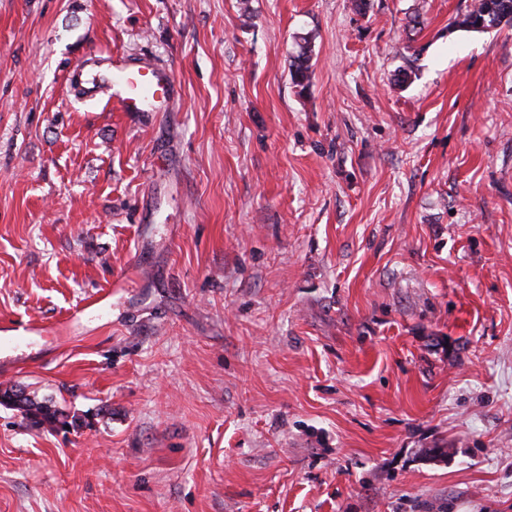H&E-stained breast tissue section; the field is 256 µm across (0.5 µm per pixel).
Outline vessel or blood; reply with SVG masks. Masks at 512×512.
Segmentation results:
<instances>
[{
  "instance_id": "b4317fda",
  "label": "vessel or blood",
  "mask_w": 512,
  "mask_h": 512,
  "mask_svg": "<svg viewBox=\"0 0 512 512\" xmlns=\"http://www.w3.org/2000/svg\"><path fill=\"white\" fill-rule=\"evenodd\" d=\"M102 63L103 72L89 79L85 96H107L122 112L167 109L175 90L173 75L168 69L146 61L133 66L119 53L103 57Z\"/></svg>"
}]
</instances>
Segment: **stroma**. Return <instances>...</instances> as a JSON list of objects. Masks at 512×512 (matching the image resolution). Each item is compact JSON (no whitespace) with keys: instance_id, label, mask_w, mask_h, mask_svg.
Masks as SVG:
<instances>
[{"instance_id":"35a3bbf8","label":"stroma","mask_w":512,"mask_h":512,"mask_svg":"<svg viewBox=\"0 0 512 512\" xmlns=\"http://www.w3.org/2000/svg\"><path fill=\"white\" fill-rule=\"evenodd\" d=\"M471 2L0 0V384L84 421L0 406V512H512V25ZM100 51L173 111L85 97ZM488 1H499V9L501 12L508 16L505 24L511 25L512 23V0H473L470 9L463 15L455 18L453 21V25L456 28L472 31L470 30L473 21L478 20L484 17V14L489 9ZM311 57L312 50L308 47H303L299 54L293 57L290 63V77L296 86L306 87L311 77ZM14 397L17 398L18 405L13 401ZM0 406L16 409L32 426L47 428L51 431L67 425H76V420H81L72 415V421L69 422L70 415L52 401H38L35 396L27 394L24 389L16 385L0 388Z\"/></svg>"}]
</instances>
